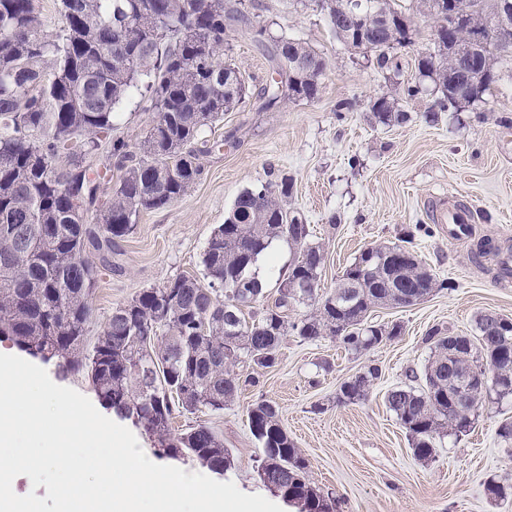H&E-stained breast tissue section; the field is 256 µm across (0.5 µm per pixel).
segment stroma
Returning a JSON list of instances; mask_svg holds the SVG:
<instances>
[{"label":"stroma","instance_id":"35a3bbf8","mask_svg":"<svg viewBox=\"0 0 512 512\" xmlns=\"http://www.w3.org/2000/svg\"><path fill=\"white\" fill-rule=\"evenodd\" d=\"M259 4L251 24L264 27L266 39H296L325 58L317 98L260 110L256 95L272 63L252 35L226 34L224 58L237 67L248 95L207 136L219 140L232 131L238 143L202 157L201 180L172 205L140 214L134 232L113 250L111 269L98 277L88 336L96 338L113 307L143 289L179 275L202 276L206 243L238 194L291 177L289 206L324 248L322 292L333 291L366 248L407 237L444 286L412 306L373 309L371 322L400 324L401 333L363 353L328 336L315 342L285 336L276 366L259 372L257 385L240 387L223 412L201 417L234 457L220 481L275 500L257 476L261 450L248 426L249 408L266 399L276 404L307 459L310 481L332 494L336 512H512L511 500H494L485 491L491 479L512 484V446L498 435L502 421L512 419V397L486 403L466 435L438 439L435 457L426 462L413 456L404 429L385 405L387 391L405 383L408 370L426 364L430 351L422 338L430 328L472 336L481 313L512 319V279L500 274L497 258L471 257L481 238L512 250V126L499 122L502 115L512 116V59L498 63L499 79L478 105L430 120L433 92L410 98L404 89L419 80L418 52L433 48L431 22L418 19L415 44L397 50L393 71L338 41L314 0ZM381 96L393 98L407 121L379 123L370 105ZM344 100L351 110L337 111ZM443 193L472 207L471 240L449 241L432 222L426 203ZM293 259L282 239L259 259L267 302L278 297ZM370 366L380 376L368 398L340 402L341 383Z\"/></svg>","mask_w":512,"mask_h":512}]
</instances>
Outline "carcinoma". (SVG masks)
I'll list each match as a JSON object with an SVG mask.
<instances>
[{
    "instance_id": "1",
    "label": "carcinoma",
    "mask_w": 512,
    "mask_h": 512,
    "mask_svg": "<svg viewBox=\"0 0 512 512\" xmlns=\"http://www.w3.org/2000/svg\"><path fill=\"white\" fill-rule=\"evenodd\" d=\"M453 2L462 16L441 31L443 63L418 59L419 74L440 92L427 112L462 107L453 92L466 84L482 91L496 82L494 60L512 57L494 32L475 42L469 25L496 14L512 0H420L419 14L437 16ZM32 0H0V336L45 362L58 374L86 372L98 397L131 418L166 455L187 453L217 471L232 468L224 441L205 422L176 433L175 415L216 413L240 389L233 368L241 362L266 370L289 334L304 342L339 338L361 353L398 336L400 325H369L380 306H410L442 287L404 245L363 251L333 292L319 294L325 256L310 241L302 217L288 209L293 180L243 190L224 223L213 229L202 254L205 283L178 276L117 305L93 345L87 344L90 297L100 267L112 265V246L130 235L140 213L163 209L203 175L200 156L223 147L205 132L245 97V84L224 55L226 33L247 24L243 0H62L61 26L47 31ZM343 44L358 43L379 68L388 51L406 48L400 25L411 17L397 0H360L358 23L339 13V0H315ZM271 79L258 92L260 108L285 100H312L326 60L306 43L280 37L271 44ZM137 94L155 118L135 149L112 136L116 108ZM383 124L407 115L380 97L371 104ZM115 167L90 161L102 144ZM117 175H112V170ZM110 196L94 208V221L71 210L82 189ZM284 239L296 257L275 304L246 320L244 308L264 297L259 257ZM297 304L314 312L293 320ZM488 313L476 319L477 336L448 352L445 329L423 337L430 356L422 374L388 391L386 403L411 441L413 455L430 460L436 438L468 432L483 402L512 396V328L490 331ZM379 377L368 367L340 386L338 400L363 401ZM251 434L261 445L259 478L271 467L288 471L275 489L299 512H334V500L313 486L307 462L284 428L279 409L260 400L248 410Z\"/></svg>"
}]
</instances>
